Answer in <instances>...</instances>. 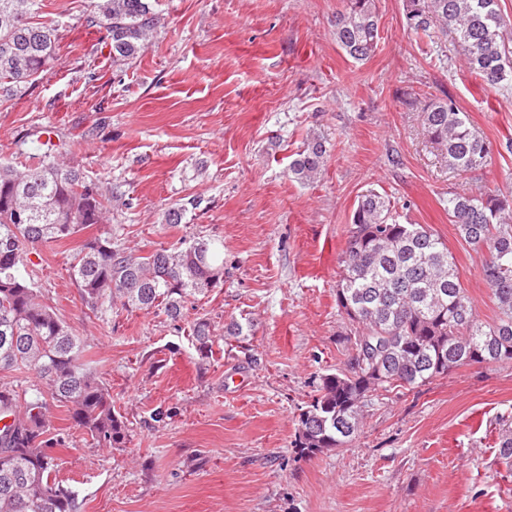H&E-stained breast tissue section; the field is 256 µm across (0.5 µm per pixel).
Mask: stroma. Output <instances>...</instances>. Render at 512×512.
I'll list each match as a JSON object with an SVG mask.
<instances>
[{
	"mask_svg": "<svg viewBox=\"0 0 512 512\" xmlns=\"http://www.w3.org/2000/svg\"><path fill=\"white\" fill-rule=\"evenodd\" d=\"M41 2L59 59L0 102V163L38 156L37 132L51 127L66 163L118 196L108 222L125 246L224 241L221 284L178 322L118 304L90 313L68 246L41 249L31 278L131 430L124 448H94L55 409L72 441L58 478L79 512H512V470L496 460L512 426V364L375 393L352 443L311 457L294 448L320 376L348 358L336 280L366 190L388 196L400 223L440 235L480 318L493 317L485 254L442 201L480 186L512 195V89L482 85L459 58L439 63L407 30L405 0H377L380 41L363 62L334 37L346 0H158L161 26L120 66L84 22L91 0ZM446 93L491 144L481 172L449 170L423 133L425 102ZM313 135L325 164L303 183L288 167ZM177 204L184 219L167 224ZM199 316L219 335L239 321L243 342L225 339L201 363L189 340Z\"/></svg>",
	"mask_w": 512,
	"mask_h": 512,
	"instance_id": "35a3bbf8",
	"label": "stroma"
}]
</instances>
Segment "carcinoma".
<instances>
[{"label":"carcinoma","mask_w":512,"mask_h":512,"mask_svg":"<svg viewBox=\"0 0 512 512\" xmlns=\"http://www.w3.org/2000/svg\"><path fill=\"white\" fill-rule=\"evenodd\" d=\"M39 0H0V99L39 81L58 60V28L37 22ZM157 0H91L89 27L105 31L112 63L136 58L161 25ZM407 30L431 46L452 34L466 69L488 87H512V37L503 34L499 0H406ZM336 44L355 61L379 44L376 0H346L336 15ZM428 139L444 151L448 169L474 173L491 146L467 113L446 95L423 108ZM39 160L0 164V372H33L39 386L21 401L0 385V512H77V494L57 480L58 450L70 447L55 428L52 407H64L72 427L96 448L125 447L130 431L112 391L84 359V343L24 273L39 249L100 225L112 195L77 168L60 163L54 131L42 127ZM324 142L314 137L290 164L300 182L317 178ZM460 237L485 253L482 280L498 310L479 318L444 240L423 224H399L391 200L374 190L359 196L340 258L336 306L347 320L345 366L320 376L299 415L296 448L312 456L352 442L361 432L368 397L404 392L471 363H512V197L492 190L453 192L445 201ZM86 308L161 311L173 321L185 303L224 276V241L203 236L138 254L112 239V229L85 238L68 268ZM191 343L201 361L220 337L196 319ZM498 462L512 468V426L500 433Z\"/></svg>","instance_id":"1"}]
</instances>
